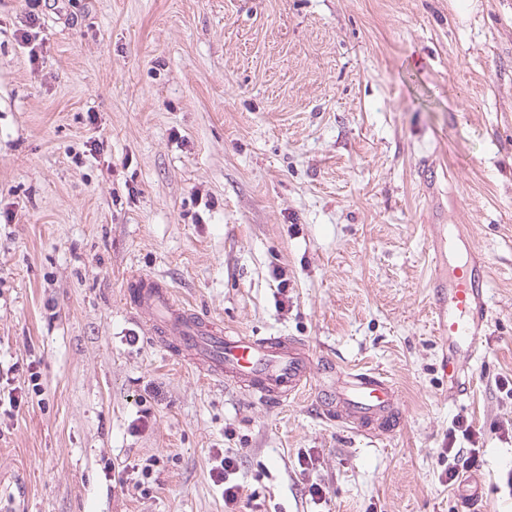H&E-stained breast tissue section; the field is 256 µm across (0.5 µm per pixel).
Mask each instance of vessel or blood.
<instances>
[{
  "label": "vessel or blood",
  "mask_w": 512,
  "mask_h": 512,
  "mask_svg": "<svg viewBox=\"0 0 512 512\" xmlns=\"http://www.w3.org/2000/svg\"><path fill=\"white\" fill-rule=\"evenodd\" d=\"M129 305L152 312L148 332L156 344L209 379L230 382L267 401L298 395L311 381L309 346L285 336L256 338L216 324L176 299L160 278L131 276ZM438 327L448 342L445 369L455 395L469 389L467 364L481 356L482 325L491 302L483 262L467 259L448 267L435 284ZM338 391L326 392L325 404L360 434L372 436L394 426L399 417L391 382L374 369L343 373Z\"/></svg>",
  "instance_id": "vessel-or-blood-1"
}]
</instances>
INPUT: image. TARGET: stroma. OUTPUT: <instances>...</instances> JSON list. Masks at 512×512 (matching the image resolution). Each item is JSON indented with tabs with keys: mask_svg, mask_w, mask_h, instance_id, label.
I'll return each instance as SVG.
<instances>
[{
	"mask_svg": "<svg viewBox=\"0 0 512 512\" xmlns=\"http://www.w3.org/2000/svg\"><path fill=\"white\" fill-rule=\"evenodd\" d=\"M439 224L490 275L457 400ZM134 273L306 342L310 387L205 380L127 305ZM0 366V512H233L222 454L254 512H512V0H0ZM353 366L393 381L394 431L322 410ZM452 447L479 449L480 501ZM236 465L234 460L229 456L220 459L219 465L211 469V476L216 479L217 483L224 484V502L225 504H234L238 500L241 501V486L230 481V476L235 474ZM219 484V485H220Z\"/></svg>",
	"mask_w": 512,
	"mask_h": 512,
	"instance_id": "obj_1",
	"label": "stroma"
}]
</instances>
